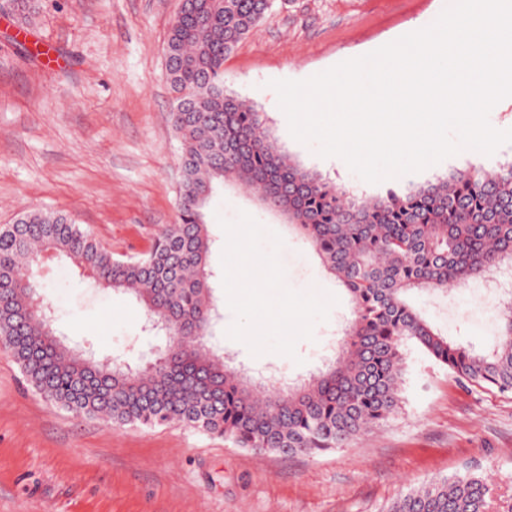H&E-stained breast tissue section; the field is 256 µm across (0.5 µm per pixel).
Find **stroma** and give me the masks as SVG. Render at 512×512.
Wrapping results in <instances>:
<instances>
[{"instance_id": "obj_1", "label": "stroma", "mask_w": 512, "mask_h": 512, "mask_svg": "<svg viewBox=\"0 0 512 512\" xmlns=\"http://www.w3.org/2000/svg\"><path fill=\"white\" fill-rule=\"evenodd\" d=\"M451 0H273L224 60V87L254 103L281 148L362 198L384 192L317 143L292 137L270 81L304 80L431 23ZM181 0H41L27 27L0 10V226L30 210L71 216L114 255L146 251L177 219L182 145L172 122L165 48ZM512 161L459 153L398 185L471 165ZM221 318L212 341L255 378L309 377L334 357L352 306L312 245L234 187L208 206ZM258 228L285 290L260 345L239 334L248 310L225 295L222 240ZM56 328L97 357L152 361L161 337L128 296L99 288L63 260L40 269ZM498 295L472 283L413 301L451 339L490 351ZM398 411L369 434L315 456L259 454L172 424L114 426L74 415L29 386L0 350V512H385L405 489L477 468L490 512L512 504V392L465 387L420 349H405Z\"/></svg>"}]
</instances>
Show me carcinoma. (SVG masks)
Instances as JSON below:
<instances>
[{
	"mask_svg": "<svg viewBox=\"0 0 512 512\" xmlns=\"http://www.w3.org/2000/svg\"><path fill=\"white\" fill-rule=\"evenodd\" d=\"M271 6L182 0L165 51L182 144L178 222L147 252L115 258L65 214L30 211L0 227V346L29 385L70 412L116 426L180 424L260 453L314 456L384 424L401 402L409 343L472 386L512 391V299L499 305L488 354L449 339L411 300L512 265V163L471 165L370 199L305 168L222 81L225 56ZM228 184L284 216L353 304L339 356L306 380L256 385L208 345L217 305L205 208ZM48 250L143 306L169 337L153 365L102 361L55 334L54 311L32 306L42 289L34 267ZM194 323L202 335H185ZM488 493L467 469L407 490L385 512H488Z\"/></svg>",
	"mask_w": 512,
	"mask_h": 512,
	"instance_id": "carcinoma-1",
	"label": "carcinoma"
}]
</instances>
